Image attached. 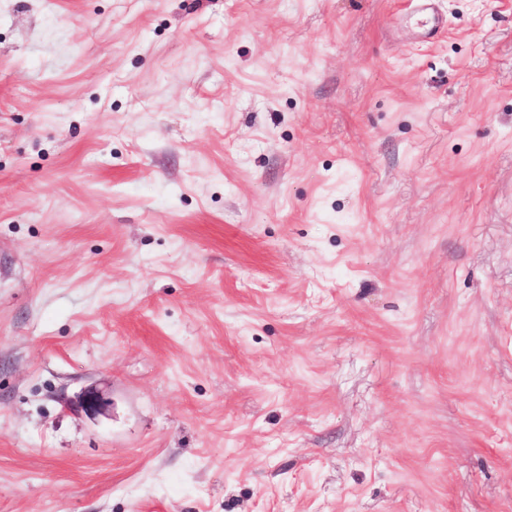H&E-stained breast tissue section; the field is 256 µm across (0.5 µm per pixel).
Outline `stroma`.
<instances>
[{
    "instance_id": "1",
    "label": "stroma",
    "mask_w": 512,
    "mask_h": 512,
    "mask_svg": "<svg viewBox=\"0 0 512 512\" xmlns=\"http://www.w3.org/2000/svg\"><path fill=\"white\" fill-rule=\"evenodd\" d=\"M437 7L0 0V512H512V0ZM420 15L418 20V29L421 32L422 40H430L437 32L445 28V20L435 7V0H417Z\"/></svg>"
}]
</instances>
